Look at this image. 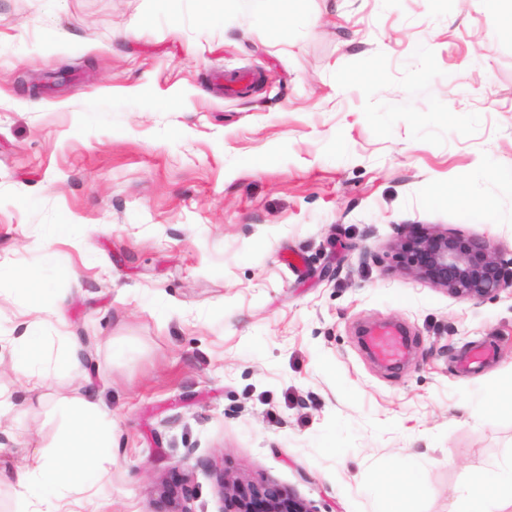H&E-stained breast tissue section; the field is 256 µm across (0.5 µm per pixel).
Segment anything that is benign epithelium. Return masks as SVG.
<instances>
[{
	"mask_svg": "<svg viewBox=\"0 0 512 512\" xmlns=\"http://www.w3.org/2000/svg\"><path fill=\"white\" fill-rule=\"evenodd\" d=\"M395 249L402 266L448 294L463 300H479L512 287V266L484 241L465 240L437 230H419L400 240ZM224 512H315L304 499L275 485L217 479ZM160 497L165 512H194L186 498L164 486Z\"/></svg>",
	"mask_w": 512,
	"mask_h": 512,
	"instance_id": "7a95c632",
	"label": "benign epithelium"
}]
</instances>
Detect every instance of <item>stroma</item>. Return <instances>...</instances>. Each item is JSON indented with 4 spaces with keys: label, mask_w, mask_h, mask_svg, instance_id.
<instances>
[{
    "label": "stroma",
    "mask_w": 512,
    "mask_h": 512,
    "mask_svg": "<svg viewBox=\"0 0 512 512\" xmlns=\"http://www.w3.org/2000/svg\"><path fill=\"white\" fill-rule=\"evenodd\" d=\"M281 10L0 0V512L90 395L112 422L104 512H161L163 485L222 512L221 474L397 512L380 477L418 470L410 512H450L512 459V288L461 300L395 250L424 227L512 259V0ZM228 73L257 82L228 95ZM67 222L81 248L45 241ZM36 304L65 319L34 330L46 359L74 337L80 376L16 363ZM368 324L405 329L400 367Z\"/></svg>",
    "instance_id": "stroma-1"
}]
</instances>
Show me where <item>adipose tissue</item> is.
<instances>
[{"mask_svg": "<svg viewBox=\"0 0 512 512\" xmlns=\"http://www.w3.org/2000/svg\"><path fill=\"white\" fill-rule=\"evenodd\" d=\"M94 403L80 401L67 412L68 426L59 445L49 452L31 456L16 474V494L21 501L45 491L65 500L69 493H92L110 456V443L91 431L102 417ZM512 507V461L475 483L458 497L453 512H505Z\"/></svg>", "mask_w": 512, "mask_h": 512, "instance_id": "obj_1", "label": "adipose tissue"}]
</instances>
